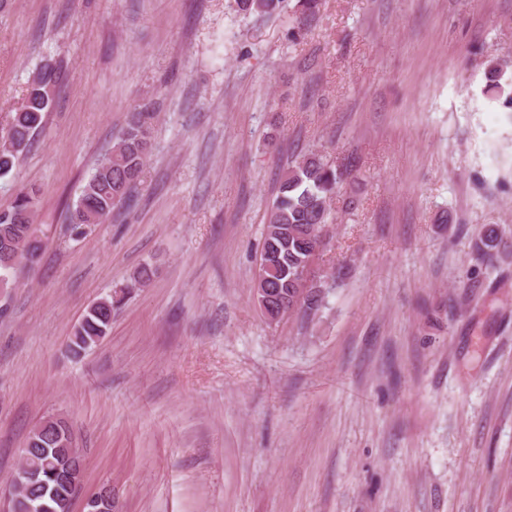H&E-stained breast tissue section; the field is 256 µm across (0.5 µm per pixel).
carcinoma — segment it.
<instances>
[{
	"mask_svg": "<svg viewBox=\"0 0 512 512\" xmlns=\"http://www.w3.org/2000/svg\"><path fill=\"white\" fill-rule=\"evenodd\" d=\"M282 0H234L237 11L244 14L272 15ZM505 71L498 63L489 65L486 92L497 97L504 93ZM60 82L58 69L46 66L31 80L19 107L10 114L8 127L0 136V177L13 170L20 154L34 134L43 128L51 111ZM158 112L152 102H144L128 113L118 129L112 151L95 166L83 186L70 215L74 235L84 227L103 224L122 202L128 200L140 183L146 159L152 148ZM348 170L325 162L311 153L289 165L280 177L276 196L268 207L261 262L253 292L254 299L271 296L276 307L296 308L310 313L319 308L323 291L312 283H302L311 251L323 253L327 246L326 227L330 223L331 203L339 183ZM38 189L20 190L11 206L0 209V282L5 284L20 265H31L38 257L32 216ZM155 275L154 268L143 264L130 280V287L143 288ZM128 291L94 302L75 326L69 350L79 356L96 345L112 326V311ZM31 478L14 494L12 512H70L85 459L77 447L74 433L62 416L40 421L27 439Z\"/></svg>",
	"mask_w": 512,
	"mask_h": 512,
	"instance_id": "1",
	"label": "carcinoma"
}]
</instances>
